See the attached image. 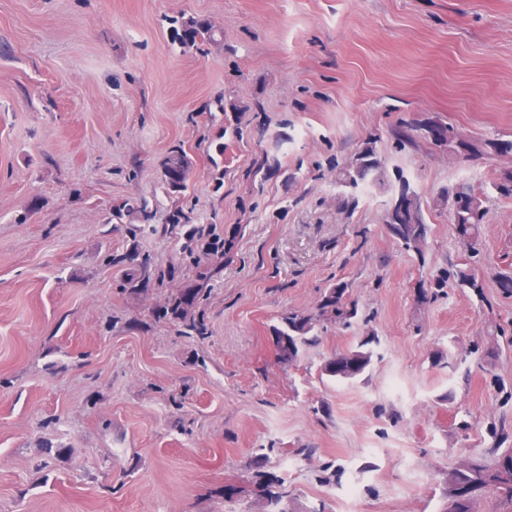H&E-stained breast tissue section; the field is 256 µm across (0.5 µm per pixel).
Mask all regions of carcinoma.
Here are the masks:
<instances>
[{
	"label": "carcinoma",
	"instance_id": "cac0c4a2",
	"mask_svg": "<svg viewBox=\"0 0 512 512\" xmlns=\"http://www.w3.org/2000/svg\"><path fill=\"white\" fill-rule=\"evenodd\" d=\"M202 35V29L194 22L187 21L182 24L178 33L179 42L193 47ZM422 122H406L394 129V139L397 145H418L421 136ZM440 138L438 144L448 149V153L460 152L461 134L453 127L443 123L437 124ZM512 151V141H486L471 142L467 144V157L481 158L497 154L502 150ZM189 161L183 151L172 148L162 160L165 189L169 193H176L185 187V179ZM385 173V162L372 145L365 147L364 153L356 160L346 162L336 171V183L340 186L349 184L357 187L362 183L381 182ZM467 195L471 198L473 208L469 212H458L452 216L458 238L466 242L470 248H475L481 237V228L486 215V199L475 195L464 184H457L447 189L444 196L436 200V204H448V198L453 195ZM385 222L390 233L408 250L422 254L427 242L429 225L426 221L422 200H417L413 210L403 219L385 216ZM128 276L135 284H148L153 281L155 272L151 265L144 261L132 269ZM212 274L208 271L199 273L195 287L172 295L168 301L165 314L179 323L181 334L187 337H204V323L197 319L193 309L199 308L210 292ZM447 280L453 281L462 288H470L481 292L482 284L478 281L468 263H457L448 269ZM344 289L336 287L324 297L318 306L317 313L302 315L291 313L282 318L281 326L276 328L278 336H296L297 343L293 348V359H298L301 352L316 344L318 332L330 325L350 326L351 320L357 316V308L353 304L343 301ZM371 341L365 340L357 349L339 354L329 360L323 367V372L334 379L348 380L360 377L369 367L372 360V351L369 349ZM512 472V449L505 452L502 460L494 466L479 463H469L461 477L471 485L472 492L478 493L491 490L500 501L512 505V482L502 480L504 471Z\"/></svg>",
	"mask_w": 512,
	"mask_h": 512
}]
</instances>
